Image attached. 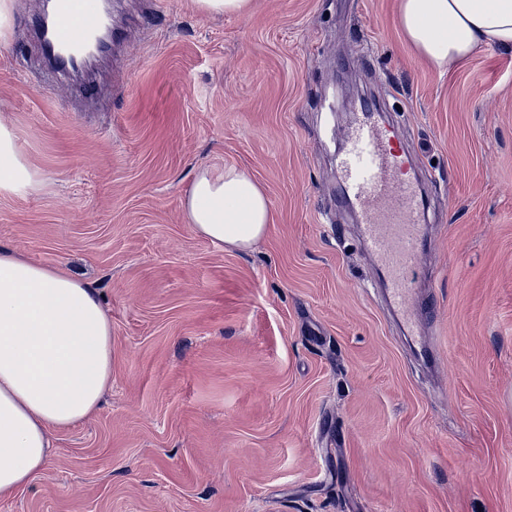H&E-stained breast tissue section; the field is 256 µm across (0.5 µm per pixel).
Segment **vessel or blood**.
<instances>
[{
	"label": "vessel or blood",
	"mask_w": 512,
	"mask_h": 512,
	"mask_svg": "<svg viewBox=\"0 0 512 512\" xmlns=\"http://www.w3.org/2000/svg\"><path fill=\"white\" fill-rule=\"evenodd\" d=\"M102 24L97 0H55L52 26L40 31V46L77 56ZM341 137L345 149L338 168L346 203L358 210L361 240L385 274L390 304L417 343H424L416 285L421 277L417 244L425 228L419 219V191L409 177L411 158L399 146L394 128L379 124L368 112L355 117Z\"/></svg>",
	"instance_id": "b4317fda"
}]
</instances>
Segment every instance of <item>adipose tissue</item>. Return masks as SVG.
Wrapping results in <instances>:
<instances>
[{"mask_svg": "<svg viewBox=\"0 0 512 512\" xmlns=\"http://www.w3.org/2000/svg\"><path fill=\"white\" fill-rule=\"evenodd\" d=\"M398 23L436 67L512 48V0H401ZM0 122V194L40 188ZM204 238L249 249L272 222L261 186L236 168L199 169L183 195ZM112 379V323L95 291L61 271L0 248V499L24 491L49 455V432L97 408Z\"/></svg>", "mask_w": 512, "mask_h": 512, "instance_id": "1", "label": "adipose tissue"}]
</instances>
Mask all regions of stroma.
<instances>
[{
  "label": "stroma",
  "mask_w": 512,
  "mask_h": 512,
  "mask_svg": "<svg viewBox=\"0 0 512 512\" xmlns=\"http://www.w3.org/2000/svg\"><path fill=\"white\" fill-rule=\"evenodd\" d=\"M400 3L113 0L89 96L16 0L0 120L44 184L0 196V247L95 289L112 381L0 512H512V52L436 68ZM362 95L418 162L435 368L340 202ZM204 166L266 191L249 250L185 223ZM250 0H194L197 8L206 14L239 15L248 7Z\"/></svg>",
  "instance_id": "stroma-1"
}]
</instances>
